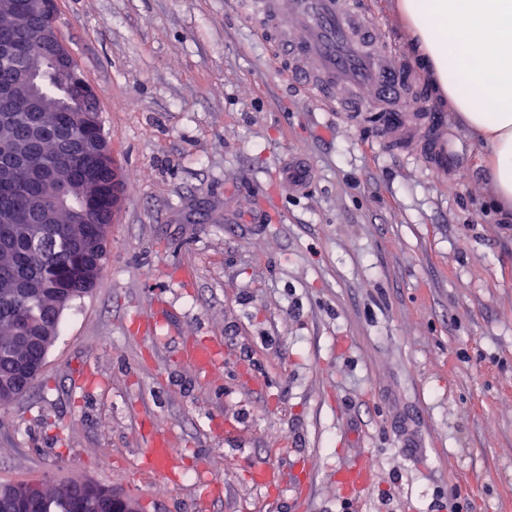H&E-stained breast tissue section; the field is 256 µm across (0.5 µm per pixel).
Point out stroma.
<instances>
[{
  "label": "stroma",
  "instance_id": "35a3bbf8",
  "mask_svg": "<svg viewBox=\"0 0 512 512\" xmlns=\"http://www.w3.org/2000/svg\"><path fill=\"white\" fill-rule=\"evenodd\" d=\"M56 3L123 203L97 285L0 410V485L90 479L194 512L209 474L226 493L206 512H512V225L447 99L432 166L383 117L290 89L230 0ZM213 337L208 379L188 350ZM152 431L177 482L142 471ZM365 457L371 482L340 485ZM265 463L292 477L273 498L248 478Z\"/></svg>",
  "mask_w": 512,
  "mask_h": 512
}]
</instances>
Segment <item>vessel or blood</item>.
Listing matches in <instances>:
<instances>
[{"instance_id": "vessel-or-blood-1", "label": "vessel or blood", "mask_w": 512, "mask_h": 512, "mask_svg": "<svg viewBox=\"0 0 512 512\" xmlns=\"http://www.w3.org/2000/svg\"><path fill=\"white\" fill-rule=\"evenodd\" d=\"M242 14L258 20L282 73L292 75L296 88L324 111L344 112L364 98L377 97L383 111L398 115L390 137L416 142L428 157H446L447 138L438 122L426 119L428 89L420 72L387 28L371 23L361 0H246ZM223 355L222 341L213 338L193 344L189 359L208 374ZM182 466V456L171 454L167 437L156 435L147 470L172 481ZM249 477L263 488L284 484V470L277 464L253 468Z\"/></svg>"}]
</instances>
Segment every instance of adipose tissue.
<instances>
[{"mask_svg":"<svg viewBox=\"0 0 512 512\" xmlns=\"http://www.w3.org/2000/svg\"><path fill=\"white\" fill-rule=\"evenodd\" d=\"M414 46L512 206V0H399Z\"/></svg>","mask_w":512,"mask_h":512,"instance_id":"obj_1","label":"adipose tissue"}]
</instances>
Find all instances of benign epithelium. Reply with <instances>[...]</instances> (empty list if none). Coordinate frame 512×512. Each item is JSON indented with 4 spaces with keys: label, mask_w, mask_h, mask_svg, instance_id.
Listing matches in <instances>:
<instances>
[{
    "label": "benign epithelium",
    "mask_w": 512,
    "mask_h": 512,
    "mask_svg": "<svg viewBox=\"0 0 512 512\" xmlns=\"http://www.w3.org/2000/svg\"><path fill=\"white\" fill-rule=\"evenodd\" d=\"M6 7L14 22L26 27L36 17L42 24L30 30L23 41L5 37L0 39V61L11 60L19 55L24 56L25 64L18 68L12 78L0 85V125L13 126L22 113L31 119L30 133L35 139L45 136L49 125L44 121L46 106L35 89L30 62L49 60L62 72H67L70 64V52L62 42L57 28L55 0H6ZM78 91L74 96V104L69 111L79 113V125L84 130L80 137L74 136L72 130H65L54 140L56 144H74L97 168L112 169V207L109 208V219L97 225L95 233L88 243L98 239H106L109 235V224L116 221L123 200V185L120 167L112 154L110 141L99 132L90 128L89 113L98 110L94 94L84 83L77 84ZM23 173L32 183L53 181L55 194L59 198L71 195L75 186L69 181L57 177L53 169L42 160V153L23 151L10 138L0 137V184L14 182L18 174ZM25 225L24 234L35 237L42 226L35 223L34 212L21 213L9 217L0 225V238L4 240L15 237L13 225ZM51 326L37 333L30 334L24 330L18 332L12 343V354L16 365L31 380L43 368L44 350L51 340Z\"/></svg>",
    "instance_id": "benign-epithelium-1"
}]
</instances>
